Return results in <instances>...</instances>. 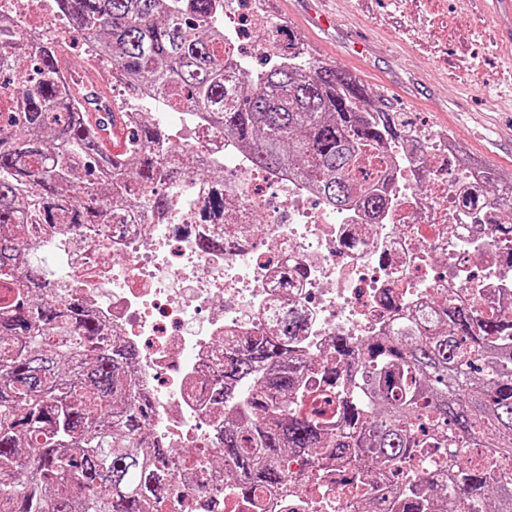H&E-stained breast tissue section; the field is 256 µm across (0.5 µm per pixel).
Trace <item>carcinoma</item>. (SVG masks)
Listing matches in <instances>:
<instances>
[{"label":"carcinoma","instance_id":"obj_1","mask_svg":"<svg viewBox=\"0 0 512 512\" xmlns=\"http://www.w3.org/2000/svg\"><path fill=\"white\" fill-rule=\"evenodd\" d=\"M72 37L100 46L103 63L133 85L150 84L178 112H206L215 129L253 150L260 169L292 168L331 207L371 212L386 202L384 172L370 168L389 146L421 153L403 113L372 104L352 73L329 60L288 54L273 71L234 78L224 36L211 32L220 0H60ZM65 45L33 42L0 28V512H162L173 455L185 470L205 451L174 454L147 432L149 411L129 364L133 351L103 336L79 299L53 288L30 257L42 224H110L116 207L163 212L165 181H176L168 134L148 122L129 131L140 148L101 150L107 118L90 124L60 70ZM484 193L458 194L459 209L500 212L495 231L512 237V175L483 168ZM224 192L205 214L224 220ZM297 321L239 344L224 359L217 402L239 413L224 423V466L242 503L288 484V454L320 473L354 477L380 467L397 476L390 512H423L425 492L403 484L405 465L438 449L458 458L452 480L481 512H495L512 477V312L480 319L448 305L445 319L406 325L354 350L336 338L349 372L305 371L289 349Z\"/></svg>","mask_w":512,"mask_h":512}]
</instances>
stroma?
I'll list each match as a JSON object with an SVG mask.
<instances>
[{
    "mask_svg": "<svg viewBox=\"0 0 512 512\" xmlns=\"http://www.w3.org/2000/svg\"><path fill=\"white\" fill-rule=\"evenodd\" d=\"M263 7L416 130L448 132L472 152L482 138L512 130V47L495 45L487 0H341L328 30L315 33L283 0Z\"/></svg>",
    "mask_w": 512,
    "mask_h": 512,
    "instance_id": "35a3bbf8",
    "label": "stroma"
}]
</instances>
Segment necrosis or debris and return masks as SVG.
<instances>
[{"label":"necrosis or debris","instance_id":"4bbe7bcc","mask_svg":"<svg viewBox=\"0 0 512 512\" xmlns=\"http://www.w3.org/2000/svg\"><path fill=\"white\" fill-rule=\"evenodd\" d=\"M32 2L37 20L20 11L21 0H0V16L39 39L63 12L59 0ZM123 110L133 125L184 126L172 160L195 156L200 170L166 185V212L128 224H48L31 253L57 270L109 337L135 350L131 371L153 407L152 435L216 460L212 469L172 467L165 512H361L352 484L335 470L324 475L328 491L311 494L300 459L289 464L287 490L261 508L232 506L220 464L224 411L211 393L224 384L225 353L246 337L269 335L287 309L303 318L293 348L311 366L324 361L336 337L362 345L399 323L433 319L450 302L479 316L511 310L512 241L495 234L494 209L469 218L456 206L461 189L480 184L461 144L429 135L426 172L388 148L381 168L390 178L389 205L369 225L362 211H336L294 175L257 169L203 115L172 111L152 91ZM213 169L224 174L222 224L199 216ZM216 236L223 249L206 250ZM296 267L301 278L283 287V270ZM442 462L436 455L415 461L410 480L448 512H476L470 496L441 479Z\"/></svg>","mask_w":512,"mask_h":512}]
</instances>
